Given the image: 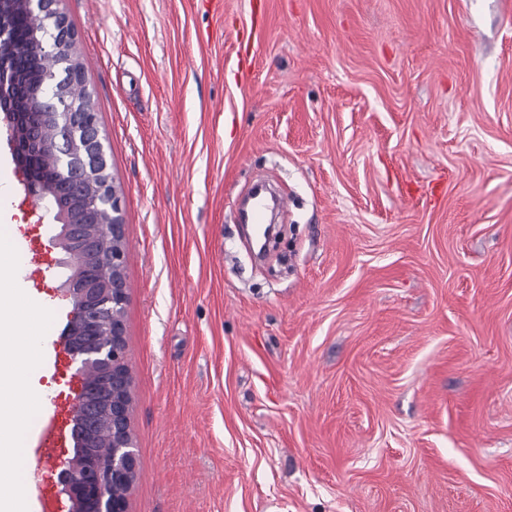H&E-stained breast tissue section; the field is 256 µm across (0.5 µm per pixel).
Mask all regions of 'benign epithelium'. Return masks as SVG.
Segmentation results:
<instances>
[{"label": "benign epithelium", "instance_id": "1", "mask_svg": "<svg viewBox=\"0 0 512 512\" xmlns=\"http://www.w3.org/2000/svg\"><path fill=\"white\" fill-rule=\"evenodd\" d=\"M11 4L13 0H0V40L7 45V49L0 52V96L7 95L16 83L12 63L18 58L41 70L63 62L72 65L65 80L67 93L61 96L66 104L64 108L51 105L44 83L24 88L32 111L42 112L48 107L52 112L56 170L61 172V177L52 180L49 186L24 179L27 198L37 207L47 196L61 192H77L83 197L79 210L54 212L51 218V224L58 228L53 236L60 253L55 264L73 269V275L56 291L71 306L60 344L68 362L76 365L78 379L74 403L66 418L72 448L58 457L55 483L60 495L65 497L67 512H85L89 506L94 512H124V499L116 498L112 487L130 484L136 464L128 424L130 378L125 370L126 354L120 341L107 346L95 341L98 336H123V325L114 319L106 328L90 317L92 311L112 314L124 307L126 301L124 224L119 190L107 176L105 138L94 113L84 111L90 92L74 56V34L65 16L59 12L45 15L44 0H21L27 13L38 17L44 25L52 23L55 33L19 44L10 38L12 25L6 6ZM90 239L100 244V257L111 262L112 282L108 284H101L94 278L90 260L76 258L74 247ZM101 365L112 367L113 440L110 456L98 463L76 456L74 448L79 446L80 425L95 414L86 372Z\"/></svg>", "mask_w": 512, "mask_h": 512}]
</instances>
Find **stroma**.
I'll return each instance as SVG.
<instances>
[{"mask_svg":"<svg viewBox=\"0 0 512 512\" xmlns=\"http://www.w3.org/2000/svg\"><path fill=\"white\" fill-rule=\"evenodd\" d=\"M222 2L59 4L121 194L126 512H512V0ZM22 182L1 134L29 451L76 382Z\"/></svg>","mask_w":512,"mask_h":512,"instance_id":"stroma-1","label":"stroma"}]
</instances>
